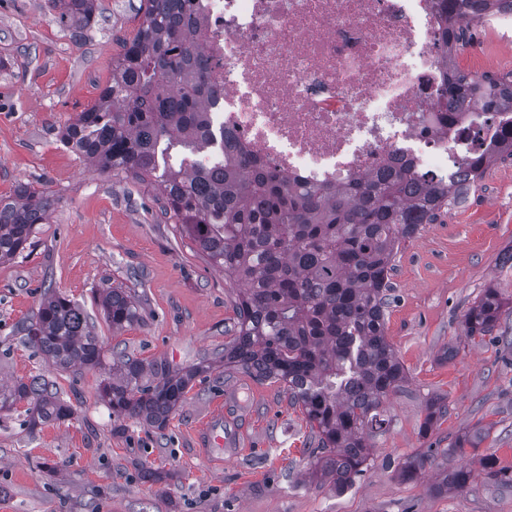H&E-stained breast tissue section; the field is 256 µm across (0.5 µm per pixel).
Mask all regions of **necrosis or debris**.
<instances>
[{"label": "necrosis or debris", "mask_w": 512, "mask_h": 512, "mask_svg": "<svg viewBox=\"0 0 512 512\" xmlns=\"http://www.w3.org/2000/svg\"><path fill=\"white\" fill-rule=\"evenodd\" d=\"M216 131L267 167L332 190L411 166L456 180L498 120L440 107L437 0H198ZM467 70L512 53V0L468 22Z\"/></svg>", "instance_id": "1"}]
</instances>
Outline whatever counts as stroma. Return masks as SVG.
<instances>
[{"mask_svg": "<svg viewBox=\"0 0 512 512\" xmlns=\"http://www.w3.org/2000/svg\"><path fill=\"white\" fill-rule=\"evenodd\" d=\"M140 6L98 0L94 23L77 35L47 0H0V195L30 184L54 200L31 246L0 262V380L48 375L74 410L33 428L26 404L0 413V512H512V488L479 472L464 490L429 491L448 468H475L479 450L512 470V308L484 340H465L461 327L486 286L512 299L504 261L512 254V158L491 164L462 203L398 254L387 338L408 381L385 405L372 466L336 493L306 476L310 429L280 384L218 366L234 293L163 214L158 190L92 172L59 140V127L111 83L112 59L135 36ZM112 283L141 301L140 320L118 333L95 303ZM49 288L84 308L106 349L217 367L194 382L165 429L115 420L98 372L53 369L21 343V322ZM452 344L457 355L441 360ZM228 388L241 402L239 447L217 464L195 434ZM437 394L447 396L448 415L424 438L426 402ZM477 424L490 428L479 450L457 447ZM411 456L427 463L404 482L397 471Z\"/></svg>", "mask_w": 512, "mask_h": 512, "instance_id": "stroma-1", "label": "stroma"}]
</instances>
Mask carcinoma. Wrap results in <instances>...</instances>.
Here are the masks:
<instances>
[{
    "label": "carcinoma",
    "mask_w": 512,
    "mask_h": 512,
    "mask_svg": "<svg viewBox=\"0 0 512 512\" xmlns=\"http://www.w3.org/2000/svg\"><path fill=\"white\" fill-rule=\"evenodd\" d=\"M446 96L455 112L512 110V76L474 78L456 65L466 42L461 16L497 0H443ZM77 33L94 20L95 0H49ZM196 0H143L134 38L112 60V82L98 100L59 130L60 141L92 159L103 173H121L156 185L165 213L224 278L241 289L235 322L224 342V370H242L282 384L305 416L316 448L308 475L343 492L367 471L371 433L386 423L383 405L408 379L389 343L386 315L391 273L402 247L422 225L459 203L496 157H512V127L494 138L482 158H464V180L448 182L403 170L365 177L326 193L256 165L242 149L211 133L213 92L203 50L195 36ZM208 150L213 164L188 157ZM53 200L42 188L17 186L0 197V261L20 256L47 221ZM97 305L120 331L137 322L140 306L120 285L102 290ZM505 300L492 286L468 308L466 340L490 336ZM23 343L60 370H97L100 397L117 419L163 430L192 383L212 366L174 367L144 362L124 351L107 357L88 314L69 298L52 294L21 325ZM25 402L29 424L65 420L73 407L55 382L37 375L0 387V410ZM448 415V398L426 404L420 428L427 435ZM489 482L512 487V470L493 453L478 454ZM472 470L460 466L432 486L438 494L463 489Z\"/></svg>",
    "instance_id": "cac0c4a2"
}]
</instances>
